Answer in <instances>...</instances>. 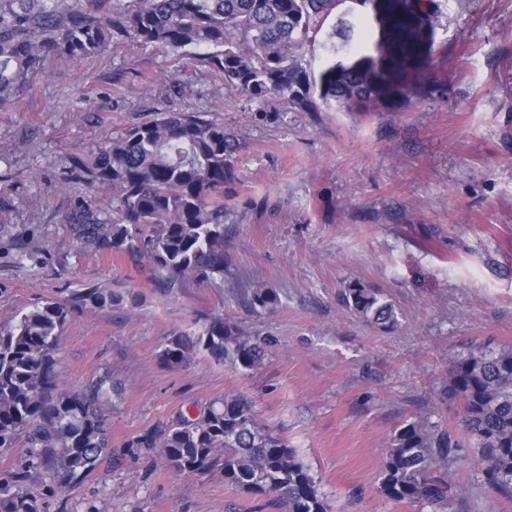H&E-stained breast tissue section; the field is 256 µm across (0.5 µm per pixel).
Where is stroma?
<instances>
[{"label":"stroma","mask_w":512,"mask_h":512,"mask_svg":"<svg viewBox=\"0 0 512 512\" xmlns=\"http://www.w3.org/2000/svg\"><path fill=\"white\" fill-rule=\"evenodd\" d=\"M437 3L439 23L419 46L420 93L377 112H297L280 100L263 118L194 55L126 39L97 57L47 58L0 110V325L88 288L124 297L74 310L61 331L64 389L103 376L114 385L103 405L112 447L61 492L32 475L48 512H272L221 472L182 474L159 449L129 445L224 395L247 397L297 450L330 512H512L464 462L448 468L447 504L380 492L403 422L432 416L462 433L460 404L445 394L457 354L512 348V0ZM343 20L354 22L362 56L386 65L384 11L338 0L306 46L311 72L352 63L323 49ZM203 109L244 142L241 182L225 203L223 286L169 290L147 263L82 248L68 226L86 190L73 157L90 159L153 112ZM353 284L390 301L398 327L350 311L342 293ZM255 285L277 303L251 309ZM216 318L272 338L258 368L203 351L162 362L174 333Z\"/></svg>","instance_id":"35a3bbf8"}]
</instances>
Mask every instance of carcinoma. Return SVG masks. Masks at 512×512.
<instances>
[{"label": "carcinoma", "mask_w": 512, "mask_h": 512, "mask_svg": "<svg viewBox=\"0 0 512 512\" xmlns=\"http://www.w3.org/2000/svg\"><path fill=\"white\" fill-rule=\"evenodd\" d=\"M336 6V0H0V108L17 87L56 55L85 58L102 53L119 37L163 51L188 48L215 69L224 88L257 106L285 100L301 112L316 109L315 97L340 112H374L411 85L405 60L415 52V31L397 24L400 63L376 67L363 57L336 64L319 76L308 71L304 50ZM111 13L100 18L95 12ZM340 22L330 55L354 52L351 30ZM241 135L206 111L157 112L112 138L91 159H77L89 195L74 200L69 227L84 248L110 249L145 260L168 288L189 280L224 283V199L240 182ZM123 296L87 288L70 301L51 300L0 326V452L25 437L28 469L0 478V512H41L27 486L29 471L63 490L95 470L109 449L103 402L108 378L82 392L61 388L56 351L75 308L110 309ZM277 301L267 288L251 289L252 309ZM347 308L391 330L398 324L392 303L357 285L345 289ZM270 339L246 333L222 319L191 333L173 335L162 350L175 366L199 350L234 369L256 368ZM457 399L464 435L429 419L414 418L394 430L383 464L381 492L388 498L438 505L448 501V464L474 462L484 483L512 499V349L480 345L458 355L448 381ZM159 448L173 469L202 474L218 469L224 481L272 497L285 512H328L309 466L280 435L261 425L243 396L211 400L181 413L158 431L128 443Z\"/></svg>", "instance_id": "cac0c4a2"}]
</instances>
